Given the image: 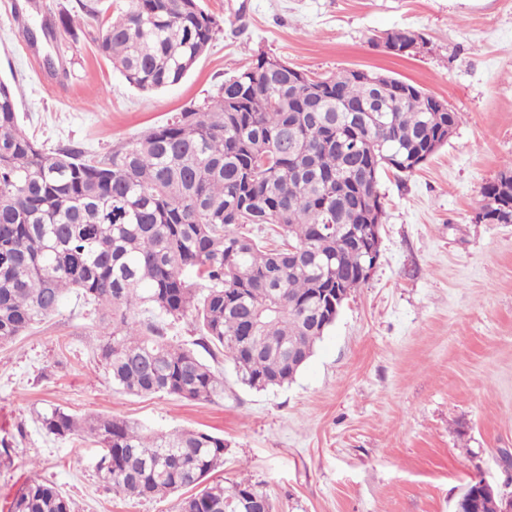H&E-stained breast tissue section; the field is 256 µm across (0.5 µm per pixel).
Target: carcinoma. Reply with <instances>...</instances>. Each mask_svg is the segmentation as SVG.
<instances>
[{"label": "carcinoma", "instance_id": "carcinoma-1", "mask_svg": "<svg viewBox=\"0 0 512 512\" xmlns=\"http://www.w3.org/2000/svg\"><path fill=\"white\" fill-rule=\"evenodd\" d=\"M93 41L129 86L180 83L222 31L200 0H128L119 14L84 8ZM265 54L189 108L104 159L46 149L20 122L18 89L0 79V342L58 311L66 292L100 307L98 358L112 387L213 402L224 376L172 344L157 317H191L196 345L238 381L264 391L292 382L336 322V289L366 280L368 224L384 210L380 175H410L446 144L458 115L394 77L343 70L299 83ZM486 207L512 204V165L483 188ZM271 224L280 242L238 232ZM48 436L91 438L112 493H182L179 512H251L266 492L239 482L201 487L224 465V438L152 433L59 406L37 416ZM455 512H495L468 484ZM10 512H73L33 478Z\"/></svg>", "mask_w": 512, "mask_h": 512}]
</instances>
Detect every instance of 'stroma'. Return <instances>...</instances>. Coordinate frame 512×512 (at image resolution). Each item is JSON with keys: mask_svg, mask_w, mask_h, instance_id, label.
I'll return each instance as SVG.
<instances>
[{"mask_svg": "<svg viewBox=\"0 0 512 512\" xmlns=\"http://www.w3.org/2000/svg\"><path fill=\"white\" fill-rule=\"evenodd\" d=\"M224 31L178 86L140 92L71 38L79 0H0V78L19 84L39 143L102 159L265 54L311 75L371 70L447 101L453 137L413 174L383 175L381 256L313 356L283 387L249 389L224 359L211 403L113 388L102 329L68 295L32 331L0 343V512L29 479L54 482L75 512H177L179 498L124 499L99 481L93 441L45 434L37 414L112 415L157 431L223 437L210 482L266 491L273 512H453L468 483L512 491V224L476 222L484 186L512 160V0H201ZM54 27L28 43L23 27ZM409 27L419 54L373 47Z\"/></svg>", "mask_w": 512, "mask_h": 512, "instance_id": "35a3bbf8", "label": "stroma"}]
</instances>
